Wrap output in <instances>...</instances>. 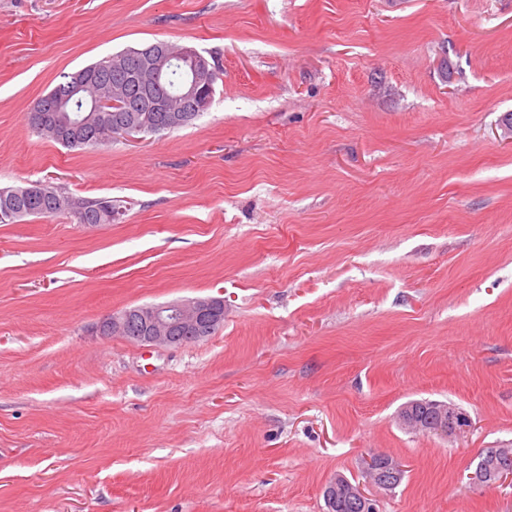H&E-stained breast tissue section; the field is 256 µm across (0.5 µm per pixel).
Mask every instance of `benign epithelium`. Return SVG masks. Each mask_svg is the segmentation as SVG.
Here are the masks:
<instances>
[{"instance_id": "1", "label": "benign epithelium", "mask_w": 512, "mask_h": 512, "mask_svg": "<svg viewBox=\"0 0 512 512\" xmlns=\"http://www.w3.org/2000/svg\"><path fill=\"white\" fill-rule=\"evenodd\" d=\"M151 57L149 68L138 72L139 79L150 84L159 79L173 57L190 61V80L181 92L166 99L154 100L145 108L147 112H167L170 122L179 123L185 120L183 108L175 100L191 99L204 105V99L213 90V80L217 69L208 58L189 47L171 48L161 42L144 50ZM140 322V333L133 340L151 346H171L174 339L170 332L175 327H181L195 333L193 340H200L204 335L219 329L224 324V300L219 298H195L164 305H149L127 310L117 316L104 319L99 325L102 334H128L127 322L132 317ZM430 406L438 414L440 420L435 425H427L412 413L401 410L398 415L399 423L405 428L427 433H438L451 436L465 431L470 427L466 413L446 402L432 401ZM403 471V466L394 458L376 454L374 459L367 461L365 472L370 482L379 483L383 479H393ZM345 496L360 504L364 512H376V506L364 490L361 483L353 482L338 475L327 485V499L333 500Z\"/></svg>"}]
</instances>
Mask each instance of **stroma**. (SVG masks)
<instances>
[{
    "label": "stroma",
    "instance_id": "35a3bbf8",
    "mask_svg": "<svg viewBox=\"0 0 512 512\" xmlns=\"http://www.w3.org/2000/svg\"><path fill=\"white\" fill-rule=\"evenodd\" d=\"M164 40L224 75L188 126L69 150L27 114ZM512 0H0V187L109 224H0V512H323L390 455L379 512H512ZM220 298L177 347L122 311ZM449 402L452 437L402 427ZM39 184L40 193L25 189L29 186L0 188V223L12 224L29 216L55 217L68 216L78 224H109L116 206L112 200L78 196L62 186L44 182ZM37 195V196H36ZM429 404L440 417L437 424L427 425L416 417L429 419L433 416L432 410H430V407L427 405V401L422 400L409 402L406 407L413 410L416 416L402 409L398 415L399 423L414 432H422L423 434H428L429 432L438 433L443 436H451L464 432L470 427L468 416L466 413L459 410V408L440 401H429ZM373 458H376L377 464L373 462ZM402 471H404L403 466L397 460L384 454L372 455L367 461V466L365 468L369 481L371 483L376 482L377 484H380L381 480L386 478H388L389 481H392L393 477H397ZM404 473L405 471L403 472V477L398 486L404 478Z\"/></svg>",
    "mask_w": 512,
    "mask_h": 512
}]
</instances>
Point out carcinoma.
I'll return each mask as SVG.
<instances>
[{
    "instance_id": "obj_1",
    "label": "carcinoma",
    "mask_w": 512,
    "mask_h": 512,
    "mask_svg": "<svg viewBox=\"0 0 512 512\" xmlns=\"http://www.w3.org/2000/svg\"><path fill=\"white\" fill-rule=\"evenodd\" d=\"M135 49L105 56L78 71L62 76V81L47 95L39 98L36 105L45 120L38 122L28 115L32 132L42 139L75 149L86 146L100 147L112 143L103 130L99 112L90 111V101L109 110L107 116L113 122L141 126L143 134L171 129L168 113L144 112L143 90L127 81L128 72L113 69L112 58H126ZM187 66L180 63L165 74V78L149 88V95L159 99L168 94L186 75ZM85 86L76 95H69L75 83ZM40 194L33 197L23 186L0 188V223L11 224L29 216H68L79 224H110L116 210L112 201L101 198L78 196L62 186L41 182Z\"/></svg>"
}]
</instances>
